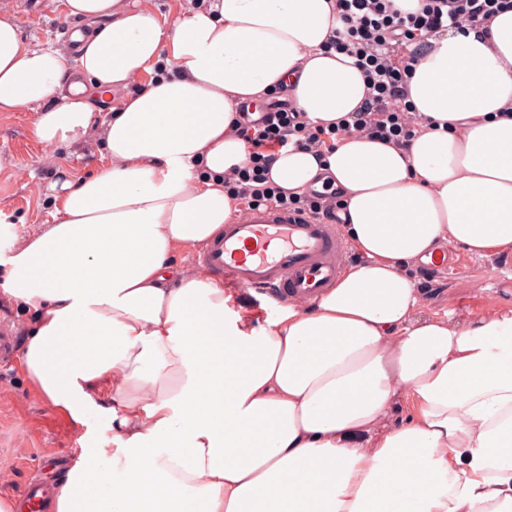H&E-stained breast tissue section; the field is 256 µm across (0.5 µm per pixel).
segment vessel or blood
Segmentation results:
<instances>
[{
    "mask_svg": "<svg viewBox=\"0 0 512 512\" xmlns=\"http://www.w3.org/2000/svg\"><path fill=\"white\" fill-rule=\"evenodd\" d=\"M336 224L309 214L253 211L225 224L198 260L213 275L273 302L310 299L332 286L344 266Z\"/></svg>",
    "mask_w": 512,
    "mask_h": 512,
    "instance_id": "obj_1",
    "label": "vessel or blood"
}]
</instances>
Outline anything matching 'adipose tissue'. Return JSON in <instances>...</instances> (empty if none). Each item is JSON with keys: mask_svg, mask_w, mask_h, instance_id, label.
<instances>
[{"mask_svg": "<svg viewBox=\"0 0 512 512\" xmlns=\"http://www.w3.org/2000/svg\"><path fill=\"white\" fill-rule=\"evenodd\" d=\"M334 2L201 0L166 20L65 0L84 23L71 54L0 13V112L37 109L40 143L103 156L91 175L59 171L51 223L0 254V291L31 316L27 377L73 418H112L57 512H512V309L428 317L410 275L458 247L512 251V11L482 39L429 37L408 146L352 133L276 155L286 192H342L358 260L332 287L258 332L223 282L173 261L246 214L224 191L247 155L242 107L286 95L323 126L359 108L362 72L323 50ZM131 85L94 122L95 101Z\"/></svg>", "mask_w": 512, "mask_h": 512, "instance_id": "adipose-tissue-1", "label": "adipose tissue"}]
</instances>
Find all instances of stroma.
I'll return each instance as SVG.
<instances>
[{
    "mask_svg": "<svg viewBox=\"0 0 512 512\" xmlns=\"http://www.w3.org/2000/svg\"><path fill=\"white\" fill-rule=\"evenodd\" d=\"M65 0H0V10L14 15L21 31L36 46L71 49L80 24L69 17ZM35 111L0 112V207L9 216L0 223V251H8L14 236L50 221L45 194L59 167L80 176L101 161L94 148L70 152L49 148L30 133ZM503 258L478 257L455 249L443 282L426 289L423 315L454 319L476 317L512 307V269ZM92 434L103 447L112 445V419L92 409L81 420L47 402L20 365L0 369V498L17 496L34 481L49 486L62 482Z\"/></svg>",
    "mask_w": 512,
    "mask_h": 512,
    "instance_id": "35a3bbf8",
    "label": "stroma"
}]
</instances>
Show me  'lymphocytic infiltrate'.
Returning <instances> with one entry per match:
<instances>
[{
  "instance_id": "1",
  "label": "lymphocytic infiltrate",
  "mask_w": 512,
  "mask_h": 512,
  "mask_svg": "<svg viewBox=\"0 0 512 512\" xmlns=\"http://www.w3.org/2000/svg\"><path fill=\"white\" fill-rule=\"evenodd\" d=\"M511 8L512 0H420L414 10L398 8L394 0H336L340 25L329 46L354 58L362 70L364 101L346 122L317 129L301 113L282 106H270L256 118L244 114L235 132L246 143L248 157L225 179V192L250 209L333 217L337 202L328 193L289 195L269 182L267 171L276 154L289 146L306 150L324 145L346 132L408 145L421 120L407 100L406 87L426 40L450 28L488 33L491 20Z\"/></svg>"
}]
</instances>
